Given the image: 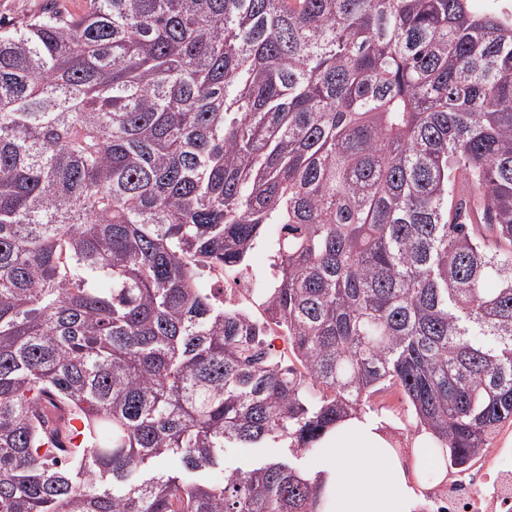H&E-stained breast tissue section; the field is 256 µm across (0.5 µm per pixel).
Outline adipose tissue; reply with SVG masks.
I'll list each match as a JSON object with an SVG mask.
<instances>
[{"instance_id": "1", "label": "adipose tissue", "mask_w": 512, "mask_h": 512, "mask_svg": "<svg viewBox=\"0 0 512 512\" xmlns=\"http://www.w3.org/2000/svg\"><path fill=\"white\" fill-rule=\"evenodd\" d=\"M306 476L322 484L328 512H416L420 497L388 422L372 413L338 422L319 441Z\"/></svg>"}]
</instances>
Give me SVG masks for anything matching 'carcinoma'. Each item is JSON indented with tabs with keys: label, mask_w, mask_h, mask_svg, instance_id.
<instances>
[{
	"label": "carcinoma",
	"mask_w": 512,
	"mask_h": 512,
	"mask_svg": "<svg viewBox=\"0 0 512 512\" xmlns=\"http://www.w3.org/2000/svg\"><path fill=\"white\" fill-rule=\"evenodd\" d=\"M265 239L248 314L216 272ZM391 388L452 467L512 421V19L89 0L0 26V512H322L302 455Z\"/></svg>",
	"instance_id": "cac0c4a2"
}]
</instances>
